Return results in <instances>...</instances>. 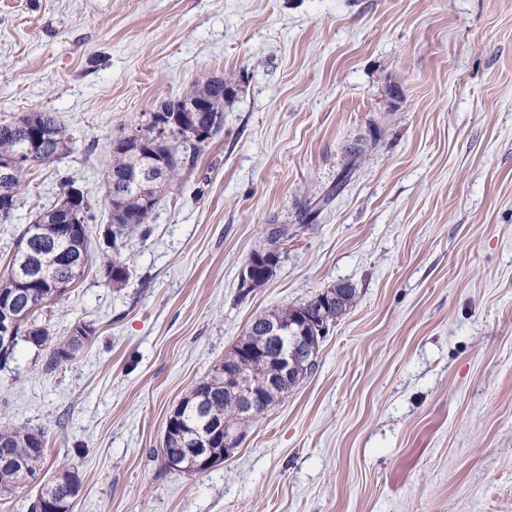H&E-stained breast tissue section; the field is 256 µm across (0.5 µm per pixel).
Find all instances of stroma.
I'll use <instances>...</instances> for the list:
<instances>
[{
    "label": "stroma",
    "mask_w": 512,
    "mask_h": 512,
    "mask_svg": "<svg viewBox=\"0 0 512 512\" xmlns=\"http://www.w3.org/2000/svg\"><path fill=\"white\" fill-rule=\"evenodd\" d=\"M214 75L240 88L220 131L105 284L113 138ZM33 109L77 143L0 222V269L67 175L94 262L38 322L94 333L49 374L20 344L0 423L78 467L71 512H512V0H0V116ZM273 224L280 263L245 290ZM341 281L356 304L232 457L152 456L255 314ZM99 269L105 279V283L112 286H118L127 279V267L116 254L105 252L100 257Z\"/></svg>",
    "instance_id": "obj_1"
}]
</instances>
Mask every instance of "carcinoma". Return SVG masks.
I'll return each instance as SVG.
<instances>
[{
  "instance_id": "cac0c4a2",
  "label": "carcinoma",
  "mask_w": 512,
  "mask_h": 512,
  "mask_svg": "<svg viewBox=\"0 0 512 512\" xmlns=\"http://www.w3.org/2000/svg\"><path fill=\"white\" fill-rule=\"evenodd\" d=\"M190 97L204 98L211 110L224 111V105L231 102L223 86H216L207 80L187 88L175 100H168L156 106V110L136 123L144 131L142 142L131 145L114 143L112 155L105 165L106 196L112 210L111 247L117 241L138 235L146 237L157 204L158 196L168 188L180 172L194 166L195 159L205 152L207 140L193 141L181 137L177 125L187 113L183 112L184 102ZM36 131L41 135L43 151L26 157L19 165L6 187L12 216L21 202L32 168L57 160L74 150L76 140L51 112L33 110L16 115L0 117V159L15 156L27 148L26 134ZM165 161L166 171L162 180L145 183L137 188L130 184L134 171L139 167L151 166L156 161ZM282 230L271 229L268 246L252 254L250 261L264 259L277 248ZM89 262L86 233L74 231L70 236L60 235L55 216L34 218L23 228L16 251L9 267L0 272V297L6 299L21 289L19 280L24 274L38 273L41 283L28 287L34 303L39 308L23 317L18 342L34 346L43 351V371L48 374L59 365L72 360L93 334V327L85 322L76 325L65 340L57 341L48 328L37 323L38 316L48 306L58 304L83 277ZM99 269L105 283L118 286L127 279V267L116 256L105 253L100 257ZM54 283H65L67 287L56 290ZM301 314L316 323L322 321L325 310L312 298L300 305L263 311L251 320L243 341L253 343L259 339V328L264 319L278 315L286 320ZM207 397L205 416L211 421L226 423L235 430H243L249 422L236 412L229 395L224 393V383L211 382L205 378L184 398L179 422L167 430V440L160 449L161 457L180 448L194 445L195 433L201 431V420L193 407L198 395ZM47 455L45 432L25 426L6 423L0 426V492L16 490L22 485L18 462L33 472L44 470ZM59 492L77 495L81 477L75 469L56 470L49 474Z\"/></svg>"
}]
</instances>
